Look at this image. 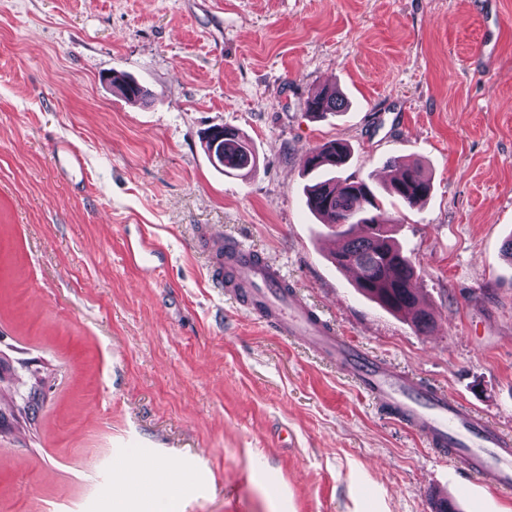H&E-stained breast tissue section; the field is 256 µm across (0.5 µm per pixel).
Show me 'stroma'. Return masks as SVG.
Returning a JSON list of instances; mask_svg holds the SVG:
<instances>
[{"mask_svg":"<svg viewBox=\"0 0 512 512\" xmlns=\"http://www.w3.org/2000/svg\"><path fill=\"white\" fill-rule=\"evenodd\" d=\"M326 88L348 106L313 117ZM212 126L256 168L215 167ZM329 141L351 150L337 179L382 191L391 157L430 178L415 207L383 201L429 332L334 264L302 166ZM208 227L512 435V0H0V512H149L127 459L184 474L177 512H433L456 465L216 288ZM142 234L167 255L149 275L126 256ZM110 81L112 87H115L128 100H143L149 95L147 89L125 75L112 76ZM202 140L215 165L224 168V174L251 170L256 165V155L249 140L236 129L212 127L204 132ZM52 155L55 169L63 179L73 182L78 176H83L85 158L70 142L57 140L53 144Z\"/></svg>","mask_w":512,"mask_h":512,"instance_id":"35a3bbf8","label":"stroma"}]
</instances>
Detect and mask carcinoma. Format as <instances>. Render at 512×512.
Listing matches in <instances>:
<instances>
[{
  "label": "carcinoma",
  "mask_w": 512,
  "mask_h": 512,
  "mask_svg": "<svg viewBox=\"0 0 512 512\" xmlns=\"http://www.w3.org/2000/svg\"><path fill=\"white\" fill-rule=\"evenodd\" d=\"M112 86L128 100H143L149 92L125 75L110 78ZM345 101L334 90L325 89L306 101V110L318 118L344 109ZM205 149L224 173L251 170L256 155L249 140L238 130L212 127L202 137ZM348 148L333 142L310 150L303 158L309 171L321 168L328 174L310 186L307 206L311 213L337 230L342 245L334 253L338 268H356V288L383 308L409 318L420 332L428 331L433 320L421 308L414 289L416 269L410 256L390 234L380 201L363 181H337L332 176L348 159ZM392 176L386 191L414 207L431 190L430 179L417 162L395 157L386 160Z\"/></svg>",
  "instance_id": "carcinoma-1"
}]
</instances>
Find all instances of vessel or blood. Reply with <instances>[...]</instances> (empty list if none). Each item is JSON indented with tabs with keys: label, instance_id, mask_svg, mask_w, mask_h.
<instances>
[{
	"label": "vessel or blood",
	"instance_id": "vessel-or-blood-1",
	"mask_svg": "<svg viewBox=\"0 0 512 512\" xmlns=\"http://www.w3.org/2000/svg\"><path fill=\"white\" fill-rule=\"evenodd\" d=\"M52 155L63 179L73 181L84 174L85 158L70 142L56 141ZM202 247L212 282L237 304L276 335L300 338L343 367L362 393L416 428L436 457L459 461L468 479L458 485L457 497H468L474 481L492 491H512L511 436L444 390L390 370L338 336L321 312L289 290L281 268L248 244L211 234Z\"/></svg>",
	"mask_w": 512,
	"mask_h": 512
}]
</instances>
